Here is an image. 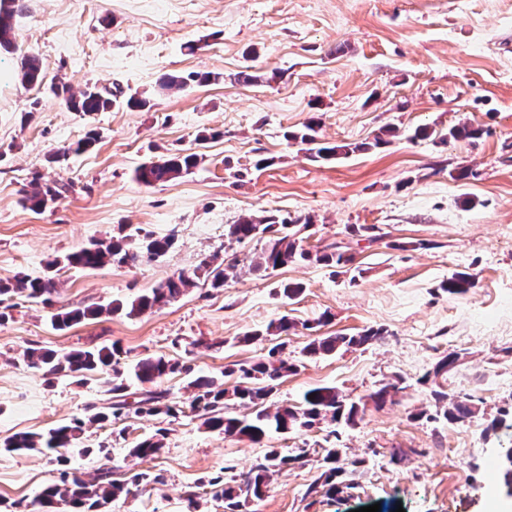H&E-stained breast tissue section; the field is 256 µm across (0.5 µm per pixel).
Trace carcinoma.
I'll return each instance as SVG.
<instances>
[{"label": "carcinoma", "instance_id": "obj_1", "mask_svg": "<svg viewBox=\"0 0 512 512\" xmlns=\"http://www.w3.org/2000/svg\"><path fill=\"white\" fill-rule=\"evenodd\" d=\"M21 10L19 0H0V49L17 50L14 29L15 13ZM18 76L25 86H42L45 84L46 73L40 59L33 53H25L19 57ZM223 78L221 73H194L188 77L167 75L162 78L160 87L164 90L181 91L188 82L199 84L218 81ZM50 92L60 100L70 112H107L118 106L128 109H145L150 101L143 97L131 95L121 97L118 93L103 92L95 86H88L78 93L55 80L50 82ZM318 120L312 118L303 129L292 132L288 139L309 146L313 158L318 161H332L346 157L351 153L379 148L389 143L395 129L387 128L376 135L373 141L361 144H336L322 142L317 139L316 127ZM436 136L444 142L472 141L482 137L483 129L469 123H458L448 127L445 132H431L426 128L416 130L415 137L427 139ZM98 140V133L90 131L86 136L67 147L58 150L51 161L59 162L74 153H82L91 148ZM202 160V155L177 153L157 160L144 162L135 168L137 182L146 186L164 182L189 173ZM72 189L70 184L53 182L40 183L35 178L32 190L25 192L22 204L25 208L39 212L66 197ZM308 228L310 219L286 220L275 215L248 216L235 224L228 225L224 236L230 243H243L258 238L264 241L260 252L254 254L245 265L247 272L261 275L286 267L295 262H309L326 267L346 266L353 262V255L348 248L331 243L314 252L299 244L298 227ZM150 242L157 255H165L175 243V235L169 234L162 238L149 237L147 240L136 241L131 235L101 239L90 243L80 250L56 259L49 263L46 272L39 276H31L18 272L12 276L0 277V323L9 319L11 305L6 300L14 296L27 299L31 303L52 306V295L56 292L55 276L66 267L96 269L107 265H136L144 257V244ZM239 260L231 258L218 261V255H205L196 265L192 273L180 272L160 282L150 291L135 299L123 302L114 300L110 304L60 309L49 315L53 327L63 330L78 324L90 317L103 314L123 313L128 317L140 316L156 307L169 303L196 284V279L203 277L209 287L221 290L224 284L240 276ZM474 287V281L466 273H457L443 282L440 289L450 295H462ZM298 323L284 315L268 324L264 330H255L243 337V342L250 343L263 336H288L296 334ZM381 336V332L368 329L358 336L328 335L320 336L309 342L303 353L308 357H322L336 354L342 349L362 346ZM287 344L282 342L272 347L267 354L241 364L236 370L224 371V376L238 374V380L226 387L224 382L215 377H198L190 386L198 390L189 407L193 412L203 411V425L224 435L246 438L253 443H260L268 433H287L298 427L311 428L328 420L332 423L343 422L352 426L356 422L358 407L347 401V398L334 386H317L306 390L297 405H282L270 409L267 403L280 383L293 374L296 366L284 355ZM120 347L112 348L89 347L73 350L61 355L40 348H28L19 356V361L28 368L42 371L50 375L84 379L97 374H108L110 379L109 392L112 402L104 406H89L92 414L88 420L74 419L67 424L51 428L46 432L17 433L0 442V447L9 453H20L41 448L64 456V452L76 446L85 431L87 424H104L112 420H122L129 415H171L177 412L176 407L167 403V394L162 390H149L146 396L134 403L128 402L127 386L124 370L120 366L117 355ZM460 359V353L450 352L428 372L421 382L426 383L448 373ZM184 366L177 360L163 356H148L139 359L134 365V375L142 384L152 386L180 373ZM315 394L310 399L308 395ZM436 402V415L449 421L464 422L475 414V410L466 396L448 399V392L433 391ZM238 405L250 410V413L238 417L225 412L228 405ZM164 431L140 440L129 449V455L144 462L152 460L163 448ZM308 451L300 449L296 454H284L277 448H269L259 457L250 471L238 478L219 477L209 480L213 496L224 500V512H239L243 500L250 496L260 497L268 487L271 477L283 469L300 462L307 457ZM319 462L323 468L315 480L312 491L322 489L324 494L336 493V478L346 474L341 465L342 453L337 448H321L318 451ZM162 482V477L150 470H142L130 474L125 479L115 478L114 467L98 470L89 481L67 472L59 473L57 480L47 485L31 502L27 512H57L66 509L68 512H100L113 500L128 495L131 487L147 486Z\"/></svg>", "mask_w": 512, "mask_h": 512}]
</instances>
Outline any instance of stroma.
<instances>
[{
  "label": "stroma",
  "mask_w": 512,
  "mask_h": 512,
  "mask_svg": "<svg viewBox=\"0 0 512 512\" xmlns=\"http://www.w3.org/2000/svg\"><path fill=\"white\" fill-rule=\"evenodd\" d=\"M20 49L39 55L47 76L73 91L86 86L140 94L145 110L70 112L46 90L20 84L17 56L0 53V276L42 274L48 263L95 239L175 234L164 256L129 268L62 269L53 306L130 300L202 256L246 259L263 243L224 245V230L250 215L308 216L304 248L349 244L353 269L291 264L269 276L241 274L223 290L193 288L151 313L88 319L66 330L48 309L13 298L0 325V441L86 418L107 402V378L43 375L18 364L29 347L59 353L119 344L120 362L165 356L188 373L161 384L188 404L192 378L266 354L270 344L245 333L281 316L301 322L288 338L297 370L271 398L295 404L308 388L337 387L360 407L355 425L330 422L273 433L263 443L205 428L200 415L133 419L128 429L91 426L80 449L59 463L38 450L0 452V512H24L60 470L90 479L116 466L124 477L137 441L164 430L150 462L162 482L139 487L107 512H224L202 481L246 473L266 449L308 457L274 476L265 494L239 512H512V466L499 461L512 428V0H22ZM254 82L238 80L241 71ZM215 72L219 81L180 92L160 89L167 74ZM318 117L320 139L387 146L337 159L311 158L286 132ZM459 122L482 127L476 142L415 140L418 127ZM89 151L52 164L54 151L83 138ZM204 159L191 173L152 186L134 178L149 159L186 153ZM269 159L259 169L258 159ZM469 178H459L461 170ZM72 184L35 213L22 197L35 176ZM373 227L375 238L352 234ZM470 274L464 295L443 293L452 274ZM299 282L294 299L281 282ZM329 322H322L323 314ZM381 330L380 339L308 359L304 345L324 334ZM460 360L443 378L421 384L440 357ZM403 380L391 402L383 385ZM470 395L473 418L428 419L432 389ZM339 448L353 465L350 486L333 496L310 490L320 474L318 448ZM195 501H188V492Z\"/></svg>",
  "instance_id": "1"
}]
</instances>
